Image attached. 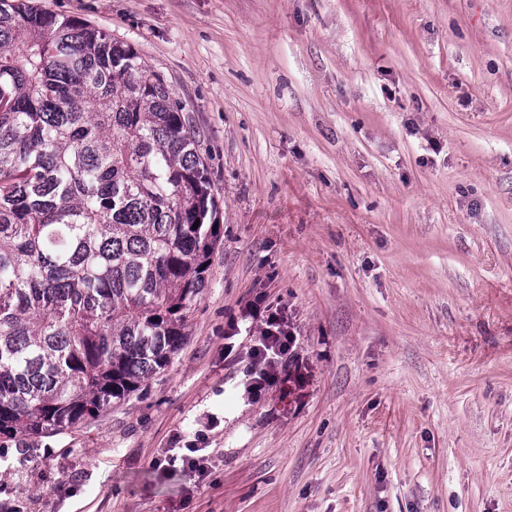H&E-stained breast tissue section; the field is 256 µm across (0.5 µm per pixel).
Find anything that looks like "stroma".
<instances>
[{"mask_svg":"<svg viewBox=\"0 0 512 512\" xmlns=\"http://www.w3.org/2000/svg\"><path fill=\"white\" fill-rule=\"evenodd\" d=\"M34 2L163 75L220 240L163 373L0 435V512H512V0ZM252 303L297 337L254 399ZM206 448H186V450L190 454H183L180 456L181 467L177 469L175 466L178 456L172 455L168 460V467L170 469L171 475H175L179 472L191 471L198 473L200 476H203L205 473V460L206 455L197 454L199 452L204 451ZM193 454V455H192ZM196 454V455H194Z\"/></svg>","mask_w":512,"mask_h":512,"instance_id":"35a3bbf8","label":"stroma"}]
</instances>
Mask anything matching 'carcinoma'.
I'll use <instances>...</instances> for the list:
<instances>
[{
    "instance_id": "obj_1",
    "label": "carcinoma",
    "mask_w": 512,
    "mask_h": 512,
    "mask_svg": "<svg viewBox=\"0 0 512 512\" xmlns=\"http://www.w3.org/2000/svg\"><path fill=\"white\" fill-rule=\"evenodd\" d=\"M196 145L131 45L0 0V434L106 412L187 342L220 224Z\"/></svg>"
}]
</instances>
